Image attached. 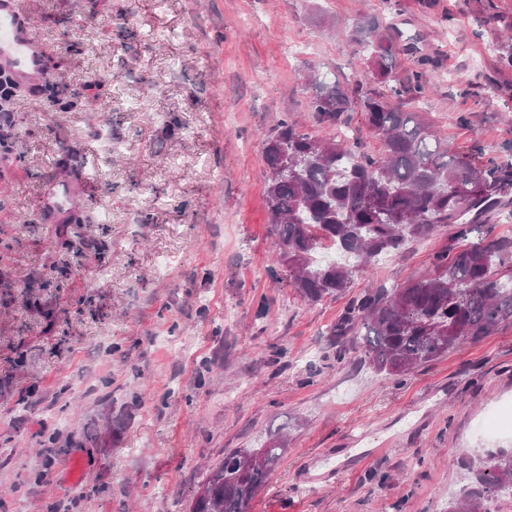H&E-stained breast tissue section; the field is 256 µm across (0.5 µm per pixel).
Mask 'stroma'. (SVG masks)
I'll return each instance as SVG.
<instances>
[{
    "label": "stroma",
    "instance_id": "stroma-1",
    "mask_svg": "<svg viewBox=\"0 0 512 512\" xmlns=\"http://www.w3.org/2000/svg\"><path fill=\"white\" fill-rule=\"evenodd\" d=\"M366 16L419 39L391 84L349 39ZM22 19L55 66L0 121V512H189L226 452L282 426L249 512H448L460 459L512 448L472 433L512 405V323L405 376L344 353L351 297L429 268L453 229L305 302L272 250L262 137L285 118L380 155L361 109L317 122L307 75L363 94L417 77L408 110L511 161L512 0H23Z\"/></svg>",
    "mask_w": 512,
    "mask_h": 512
}]
</instances>
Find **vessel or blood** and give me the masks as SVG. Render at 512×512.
Masks as SVG:
<instances>
[{
  "label": "vessel or blood",
  "mask_w": 512,
  "mask_h": 512,
  "mask_svg": "<svg viewBox=\"0 0 512 512\" xmlns=\"http://www.w3.org/2000/svg\"><path fill=\"white\" fill-rule=\"evenodd\" d=\"M0 22L10 36L0 40V61L7 63L18 80H26L40 70L43 56L33 29L22 20L21 0H0Z\"/></svg>",
  "instance_id": "1"
}]
</instances>
